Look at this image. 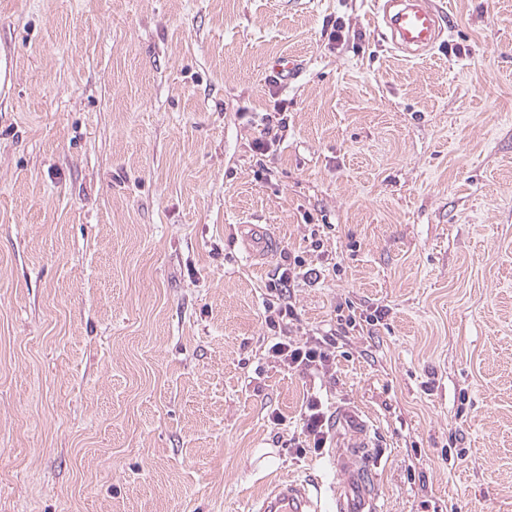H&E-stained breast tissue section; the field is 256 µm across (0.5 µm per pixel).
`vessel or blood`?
<instances>
[{"instance_id":"1","label":"vessel or blood","mask_w":512,"mask_h":512,"mask_svg":"<svg viewBox=\"0 0 512 512\" xmlns=\"http://www.w3.org/2000/svg\"><path fill=\"white\" fill-rule=\"evenodd\" d=\"M377 7L395 50L418 55L435 47L442 34V17L433 0H378ZM245 241L250 250L264 256L279 247L274 236L254 224ZM336 424L343 433L332 455L334 512H382L367 423L355 410L342 408L336 413ZM310 486V481L292 478L276 482L254 503L253 512H320Z\"/></svg>"}]
</instances>
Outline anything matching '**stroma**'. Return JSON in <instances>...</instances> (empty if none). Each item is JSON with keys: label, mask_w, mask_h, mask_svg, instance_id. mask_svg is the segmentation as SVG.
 <instances>
[{"label": "stroma", "mask_w": 512, "mask_h": 512, "mask_svg": "<svg viewBox=\"0 0 512 512\" xmlns=\"http://www.w3.org/2000/svg\"><path fill=\"white\" fill-rule=\"evenodd\" d=\"M435 2L407 60L372 0H0V512L330 484L289 445L313 393L367 421L384 512H512V0ZM346 302L387 315L323 377L269 357ZM243 227L249 228V233L245 235V241L250 250L263 256H270L277 251L279 241L267 230L249 223H245ZM305 266V261L299 258V256L294 257L293 263L289 262L288 267H279L277 268V272L275 275V283L273 287L275 290H279L281 295L288 293V297L290 296V288H294L296 280L302 274L303 278L311 277L314 274L317 277V270L315 268L308 269L306 272L301 273V268ZM299 268V269H297Z\"/></svg>", "instance_id": "stroma-1"}]
</instances>
